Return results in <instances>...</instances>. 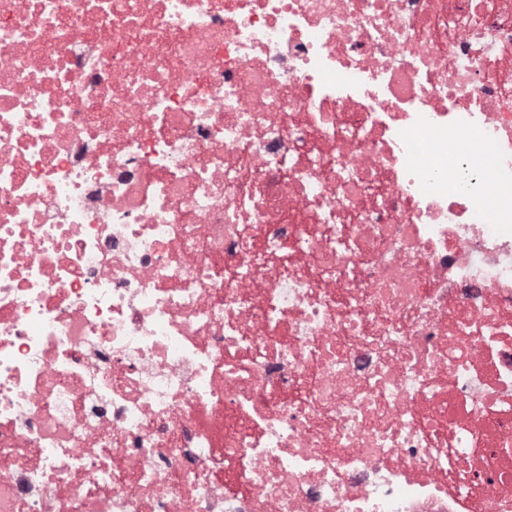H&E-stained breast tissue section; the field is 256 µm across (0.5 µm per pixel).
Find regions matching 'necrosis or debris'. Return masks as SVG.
Wrapping results in <instances>:
<instances>
[{"label":"necrosis or debris","instance_id":"1","mask_svg":"<svg viewBox=\"0 0 512 512\" xmlns=\"http://www.w3.org/2000/svg\"><path fill=\"white\" fill-rule=\"evenodd\" d=\"M0 512H512V0H0Z\"/></svg>","mask_w":512,"mask_h":512}]
</instances>
